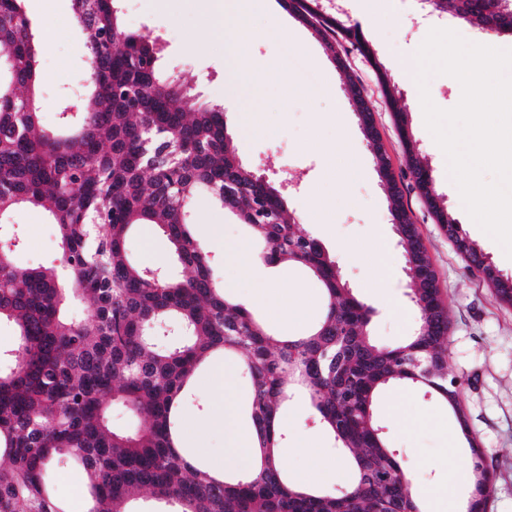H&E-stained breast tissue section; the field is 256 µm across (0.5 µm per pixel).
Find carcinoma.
<instances>
[{"mask_svg":"<svg viewBox=\"0 0 512 512\" xmlns=\"http://www.w3.org/2000/svg\"><path fill=\"white\" fill-rule=\"evenodd\" d=\"M23 0H0V322L15 325L17 344L0 355V512H66L50 470L77 465L88 474V512H132L147 494L174 501L180 512H421L411 475L374 415L378 395L406 386L441 400L463 420L471 482L490 489L493 472L474 446L461 401L448 397V309L436 272L407 276L408 296L427 315L393 347L374 344V308L360 300L323 245L287 214L281 187L262 181L238 158L223 110L187 111L189 87L163 76L160 50L147 35L125 29L117 0H72L88 59L87 93L77 114L60 106L59 127L41 122L38 47ZM336 52L339 31L374 58L362 31L338 15H320L319 0H285ZM464 24L512 33V0H440ZM409 175L416 188L433 184L396 111ZM221 189L216 203L264 243L261 259L283 260L321 285L325 314L305 334L277 341L246 307L232 302L213 276L210 251L194 238L190 204ZM433 215L457 224L439 193L424 196ZM46 210L56 225L60 263L20 268L9 218L19 209ZM156 224L186 279L155 277L136 264L128 242L134 227ZM404 264L424 248L395 230ZM464 258L474 270L488 260L471 240ZM78 297L88 317L68 319ZM176 323L183 338L164 341ZM241 353L252 426L259 440L255 470L217 477L177 449L175 417L196 370L213 353ZM304 390L318 422L353 460L355 478L342 492L313 491L284 475L280 410ZM120 406L139 419L133 430L112 425Z\"/></svg>","mask_w":512,"mask_h":512,"instance_id":"cac0c4a2","label":"carcinoma"}]
</instances>
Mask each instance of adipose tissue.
I'll return each instance as SVG.
<instances>
[{"mask_svg":"<svg viewBox=\"0 0 512 512\" xmlns=\"http://www.w3.org/2000/svg\"><path fill=\"white\" fill-rule=\"evenodd\" d=\"M212 26V39L224 48V91L241 94L254 81L250 59L253 14L267 10L268 0H202Z\"/></svg>","mask_w":512,"mask_h":512,"instance_id":"1","label":"adipose tissue"}]
</instances>
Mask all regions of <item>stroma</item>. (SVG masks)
Masks as SVG:
<instances>
[{"label": "stroma", "mask_w": 512, "mask_h": 512, "mask_svg": "<svg viewBox=\"0 0 512 512\" xmlns=\"http://www.w3.org/2000/svg\"><path fill=\"white\" fill-rule=\"evenodd\" d=\"M270 4L271 15L258 14L251 19L257 33L251 60L260 76L244 90L264 115L267 132L263 135L238 129L236 114L241 103L224 93V49L210 44L209 23L194 0H168L163 12L157 11L151 0H121V10L127 30L156 40L162 71L191 81L194 91L188 100L190 109L203 104L223 107L227 130L246 166L259 175L294 177V186L287 190L289 212L339 262L357 296L374 307L371 335L378 344L389 346L414 332L420 313L407 295L403 258L376 159L359 128L347 82L355 80L363 88L374 106L386 161L394 170L438 274L450 321L448 372L461 382V402L471 434L462 436L455 415L438 399L405 387L384 390L376 400L375 416L384 426L390 445L401 451L403 464L413 476L414 496H421L423 488L450 469L459 476V495L467 494L471 468L467 439L472 436L479 447L485 448L494 468L487 512H512V307L495 298L482 274L467 268L415 189L394 109L407 112L434 186L444 195L463 233L481 247L501 274L512 276V259L461 205L448 174L447 158L425 127L420 96L400 67L402 60L415 56L429 32L420 20L418 0H384L378 10L369 13L359 0H343L348 18L360 27L375 50L372 62L341 39L336 42L335 52H328L315 30L289 11L283 0H270ZM25 9L33 31H40L49 21L54 24L53 35L39 41L45 75L41 120L51 127L58 119L55 102L59 95L82 89L86 70L83 35L74 22L71 0H26ZM281 23L290 29V39H277ZM382 70L397 89L396 106H389L382 93L378 79ZM351 159L362 168L361 177H345ZM317 200L327 208L322 224L307 216L308 206ZM190 219L196 238L214 258L218 281L233 275L225 246L241 243L256 254L263 249L247 225L209 196L196 197ZM13 221L20 239L14 253L19 265L56 262V229L44 211L25 208L15 214ZM382 242L392 252V269L386 274L379 265L378 245ZM133 252L140 264L167 269L176 278L186 276L173 260L169 242L157 225L144 224L134 230ZM257 274L273 279L287 292L291 303L304 310L300 316L274 317L253 304L251 282L237 281L232 300L250 308L274 338L302 334L322 319L323 292L306 271L262 263ZM206 373L202 367L194 375L179 430L185 452L208 466L224 452V428L196 416L207 401L202 387ZM281 426L288 450L281 454L280 465L290 481H298L309 470L308 448L312 445L325 448L338 469L331 479L313 480V487L336 489L353 481L347 455L316 423L305 396L297 394L286 402Z\"/></svg>", "instance_id": "obj_1"}]
</instances>
